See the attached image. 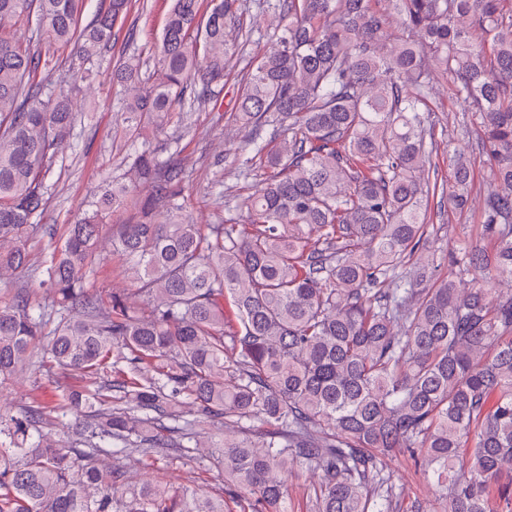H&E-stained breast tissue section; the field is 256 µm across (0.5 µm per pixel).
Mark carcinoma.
Instances as JSON below:
<instances>
[{
    "label": "carcinoma",
    "mask_w": 512,
    "mask_h": 512,
    "mask_svg": "<svg viewBox=\"0 0 512 512\" xmlns=\"http://www.w3.org/2000/svg\"><path fill=\"white\" fill-rule=\"evenodd\" d=\"M275 0L278 24L241 77L236 118H275L272 150L250 139L245 170L267 168L246 224L201 227L181 214L184 171L151 136L175 102L224 85L238 48L225 39L241 0H172L154 70L117 63L131 178L69 225L40 267L27 249L46 177L73 136L69 92L45 90L39 45L0 37V275L38 273L47 290L0 304V388L37 363L78 384L49 408L0 414V512H226L224 496L99 462L174 445L222 466L227 495L251 512H291L288 479L315 475L314 512H391L384 459L406 454L443 512L512 504V8L506 0ZM83 0H0V21L73 45L75 80L107 48L132 0L108 7L72 43ZM468 104L495 161L482 210L493 250L466 249L455 275L434 263L429 200L462 208L470 159L432 167L435 74ZM133 201L116 225L142 298L102 299L84 283L102 245L99 215ZM59 318L43 337L45 318ZM67 417L61 440L51 415ZM224 430L207 442L206 426ZM260 426L253 427L254 423Z\"/></svg>",
    "instance_id": "cac0c4a2"
}]
</instances>
